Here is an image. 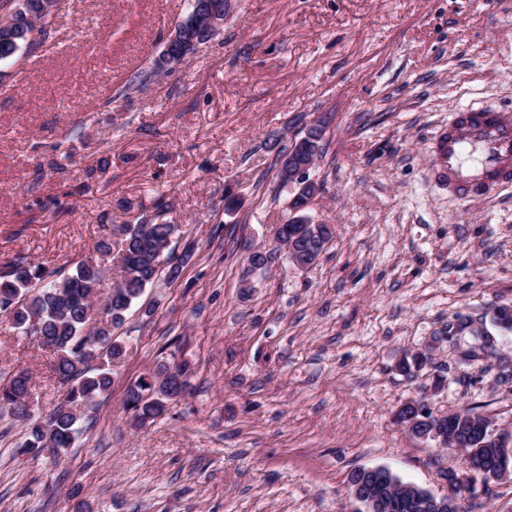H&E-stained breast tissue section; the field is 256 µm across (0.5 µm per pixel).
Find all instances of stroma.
I'll return each instance as SVG.
<instances>
[{
  "label": "stroma",
  "instance_id": "stroma-1",
  "mask_svg": "<svg viewBox=\"0 0 512 512\" xmlns=\"http://www.w3.org/2000/svg\"><path fill=\"white\" fill-rule=\"evenodd\" d=\"M234 2L219 37L114 104L187 0H59L44 46L0 62V269L69 267L144 215L178 225L174 255L195 248L116 328L126 357L73 448L19 455L21 427L0 419V512H363L355 469L443 496L460 465L395 423L401 402L475 406L512 432V387L494 382L512 334L492 357L448 342L418 377L396 369L458 319L512 307V186L460 201L430 152L458 109L512 108V0ZM317 122L307 214L332 239L301 269L273 243L290 194L264 141ZM183 359L185 395L133 429L127 387ZM51 360L0 311V373L32 372L38 417L62 394Z\"/></svg>",
  "mask_w": 512,
  "mask_h": 512
}]
</instances>
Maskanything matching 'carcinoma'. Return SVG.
Here are the masks:
<instances>
[{
	"label": "carcinoma",
	"instance_id": "1",
	"mask_svg": "<svg viewBox=\"0 0 512 512\" xmlns=\"http://www.w3.org/2000/svg\"><path fill=\"white\" fill-rule=\"evenodd\" d=\"M224 10V0H190L188 10L175 22L170 43L171 60L165 64L156 57L135 70L128 86L116 90L114 99L126 97L127 87L145 88L156 77L172 73L178 64L194 55L210 40L212 12ZM58 14V0H0V61L35 53L48 39ZM175 224L157 223L141 217L137 224L116 228V239L104 237L94 251L118 257L122 263L118 284L110 289L103 303L107 321L97 320L94 303L101 292L104 268L91 255L75 263L66 273L43 265L16 262L0 271V310L10 312L14 326L21 333L36 337L55 354L53 372L64 389L61 399L42 419H34L25 409L30 399L32 377L23 368L0 376V414L21 425L24 440L21 453L48 451L56 456L73 447L79 429L77 423L84 409L112 386V365L125 354V346L112 337V328L120 325L125 314L144 290L160 275L161 258L168 257L167 277L179 279L193 256L189 246L178 258L169 252ZM326 224H281L276 242L291 244L295 258L315 264L331 239ZM492 317L503 333L512 332V308L498 307ZM430 361L418 351L405 355L398 363L400 372L414 377ZM191 372L189 361L158 365L131 384L124 396V406L132 412V425L139 429L163 415L168 404L186 389ZM418 401L401 404L400 422L410 431L421 432L429 423L423 420ZM443 428L452 443L464 453L479 459L488 472L508 469L512 473V445L493 440L488 434V418L473 408L448 412ZM393 489L385 490L391 500H404L408 507L395 512H429L421 506L425 489L404 484L392 476Z\"/></svg>",
	"mask_w": 512,
	"mask_h": 512
}]
</instances>
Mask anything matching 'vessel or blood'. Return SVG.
Listing matches in <instances>:
<instances>
[{
	"instance_id": "1",
	"label": "vessel or blood",
	"mask_w": 512,
	"mask_h": 512,
	"mask_svg": "<svg viewBox=\"0 0 512 512\" xmlns=\"http://www.w3.org/2000/svg\"><path fill=\"white\" fill-rule=\"evenodd\" d=\"M434 175L451 196L483 198L512 184V118L499 110L465 107L433 138Z\"/></svg>"
}]
</instances>
